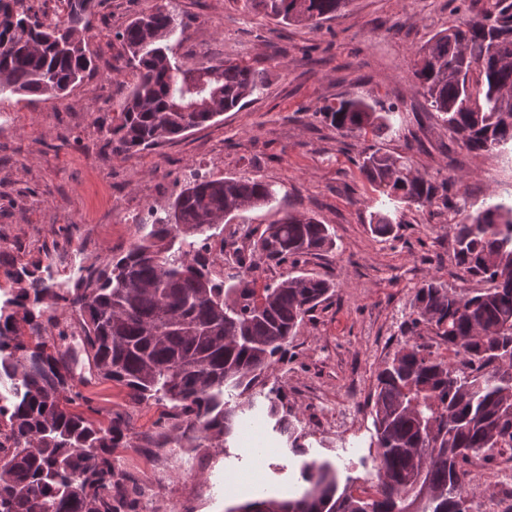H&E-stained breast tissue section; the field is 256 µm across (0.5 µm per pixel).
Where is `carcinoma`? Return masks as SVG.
I'll list each match as a JSON object with an SVG mask.
<instances>
[{
  "mask_svg": "<svg viewBox=\"0 0 512 512\" xmlns=\"http://www.w3.org/2000/svg\"><path fill=\"white\" fill-rule=\"evenodd\" d=\"M241 2L279 23L317 26L349 0ZM60 3L63 17L45 22L26 0H0V94L60 99L92 70L82 33L98 0ZM176 29L175 15L159 5L119 33L138 77L107 130L118 150L156 146L186 132V120L202 126L267 86L266 71L247 64L177 60L169 46ZM413 74L462 147L512 154V0H488L479 19L434 34L415 51ZM323 116L342 136L379 137L391 128L390 113L367 97L343 99ZM358 167L381 199L370 216L375 234L405 223V209L440 200L455 217L448 229L456 265L489 287L459 291L432 279L416 290L401 323L413 340L375 371L369 414L377 483L367 496L340 485L329 462L311 459L300 470L308 484L300 497L258 498L227 512H406L411 505L458 512L469 498L464 465L512 448V201L492 198L473 213L452 203L448 180L427 179L409 157L374 144ZM274 201L273 186L257 178L192 171L170 208L151 210L146 234L86 269L73 287H57L37 263L3 266L1 274L25 287L0 306V382H11L8 394L0 392V512H139L132 478L112 465V449L131 447L126 419L96 422L70 409L79 399L77 355L48 335L62 304L80 312L92 374L125 387L136 405L164 408L156 447L227 440L239 412L260 397L293 452L306 454L308 433L294 423L285 391L267 387L266 372L333 284L303 272L257 290L245 273L255 255L297 268L333 248L329 225L288 213L256 238L245 230L249 250L229 252L224 280L214 279L207 252L226 210ZM426 334L454 361L433 356Z\"/></svg>",
  "mask_w": 512,
  "mask_h": 512,
  "instance_id": "carcinoma-1",
  "label": "carcinoma"
}]
</instances>
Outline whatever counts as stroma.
I'll use <instances>...</instances> for the list:
<instances>
[{"instance_id": "35a3bbf8", "label": "stroma", "mask_w": 512, "mask_h": 512, "mask_svg": "<svg viewBox=\"0 0 512 512\" xmlns=\"http://www.w3.org/2000/svg\"><path fill=\"white\" fill-rule=\"evenodd\" d=\"M165 4L179 27L176 57L190 64L225 60L266 69L268 85L240 110L144 150L105 143L113 110L137 80L118 37L138 15ZM484 0H351L319 28L288 26L244 11L240 0H100L86 33L96 69L64 98L0 94V242L13 259L42 262L63 284L105 257L127 250L146 231L130 211L168 208L189 171L214 178L257 177L275 186V206L224 219L225 235L248 225L264 230L286 213L328 224L333 250L309 256L304 272L331 280L335 293L306 317L284 361L267 373L309 432L306 455L294 454L265 415H242L231 444L155 448L161 410L135 405L122 386L79 383L78 411L96 420L120 412L134 435L112 461L134 477L141 512H227L304 489L305 458L331 462L356 488L374 470L367 407L377 366L405 343L400 325L417 288L435 279L463 288L443 207L407 210L385 237L369 220L380 198L356 160L368 142L340 136L321 110L361 95L394 107L393 129L377 143L406 154L421 173L452 178L453 201L469 211L512 198V162L462 149L416 88L417 47L449 24L478 16ZM499 456L471 459L483 475L471 482L469 512H512V486L489 477ZM233 473L252 477L243 492Z\"/></svg>"}]
</instances>
